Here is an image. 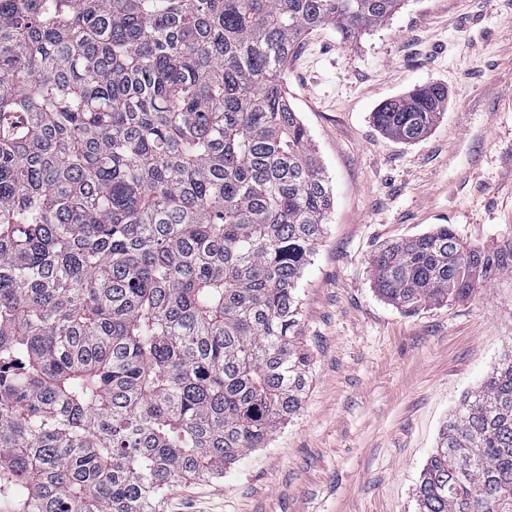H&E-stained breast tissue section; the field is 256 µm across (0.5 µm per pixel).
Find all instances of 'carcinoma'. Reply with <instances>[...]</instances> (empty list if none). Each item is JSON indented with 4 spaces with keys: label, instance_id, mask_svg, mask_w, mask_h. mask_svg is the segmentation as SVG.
Returning <instances> with one entry per match:
<instances>
[{
    "label": "carcinoma",
    "instance_id": "carcinoma-1",
    "mask_svg": "<svg viewBox=\"0 0 512 512\" xmlns=\"http://www.w3.org/2000/svg\"><path fill=\"white\" fill-rule=\"evenodd\" d=\"M401 0H0V512H157L295 416L332 193L284 91L303 37ZM441 85L380 105L413 143ZM407 314L512 277L442 224L369 258ZM417 512H512V354L448 415Z\"/></svg>",
    "mask_w": 512,
    "mask_h": 512
}]
</instances>
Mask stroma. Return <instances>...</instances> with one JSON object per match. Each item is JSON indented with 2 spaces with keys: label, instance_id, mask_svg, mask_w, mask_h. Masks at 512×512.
Instances as JSON below:
<instances>
[{
  "label": "stroma",
  "instance_id": "1",
  "mask_svg": "<svg viewBox=\"0 0 512 512\" xmlns=\"http://www.w3.org/2000/svg\"><path fill=\"white\" fill-rule=\"evenodd\" d=\"M427 83L448 90L431 133L383 134L376 108ZM285 90L334 198L300 281L302 408L222 479L170 486L158 512H416L443 423L512 348V280L406 314L368 258L439 224L473 245L512 237V0H404L350 45L320 28Z\"/></svg>",
  "mask_w": 512,
  "mask_h": 512
}]
</instances>
